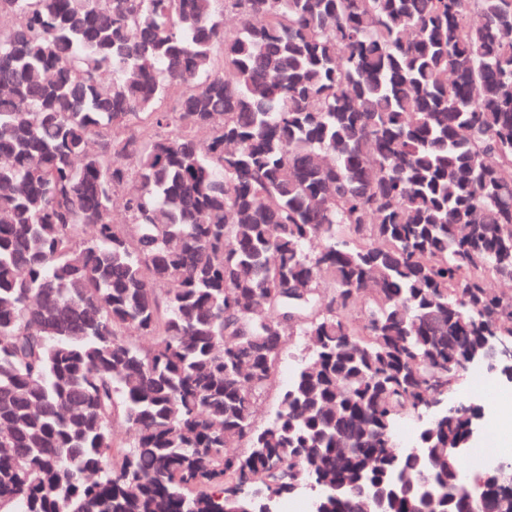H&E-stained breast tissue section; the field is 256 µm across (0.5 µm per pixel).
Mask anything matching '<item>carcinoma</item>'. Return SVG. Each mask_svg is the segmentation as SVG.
Returning a JSON list of instances; mask_svg holds the SVG:
<instances>
[{
    "mask_svg": "<svg viewBox=\"0 0 512 512\" xmlns=\"http://www.w3.org/2000/svg\"><path fill=\"white\" fill-rule=\"evenodd\" d=\"M0 17V512H237L309 470L321 512H466L442 405L512 343V0ZM306 352V337L293 336L287 344L286 354L277 369L275 382L268 389L262 400L256 419L257 424H265L274 416L280 390L288 384L294 369L300 363L301 358L306 354ZM475 362L486 364L493 370L499 364L507 363L508 370L504 374L511 376L512 345L498 336H487L483 352L480 354L473 353L465 360V364H473Z\"/></svg>",
    "mask_w": 512,
    "mask_h": 512,
    "instance_id": "cac0c4a2",
    "label": "carcinoma"
}]
</instances>
